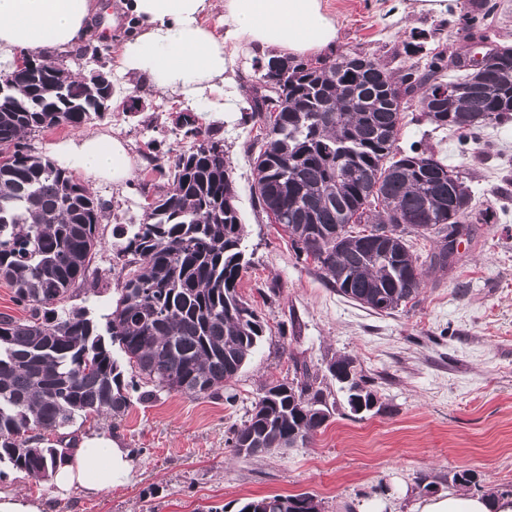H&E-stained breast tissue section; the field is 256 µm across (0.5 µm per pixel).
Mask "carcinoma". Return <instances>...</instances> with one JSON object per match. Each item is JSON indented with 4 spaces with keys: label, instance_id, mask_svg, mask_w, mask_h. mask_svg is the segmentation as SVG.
<instances>
[{
    "label": "carcinoma",
    "instance_id": "1",
    "mask_svg": "<svg viewBox=\"0 0 512 512\" xmlns=\"http://www.w3.org/2000/svg\"><path fill=\"white\" fill-rule=\"evenodd\" d=\"M495 5L482 0L463 15L469 35L481 31ZM318 62L268 60L266 93L251 98L248 118L267 126L249 151L258 207L288 232L296 259L313 261L336 292L377 314L414 300L424 286V262L411 251L416 237L438 251L429 264L445 269L448 203L459 224L472 214V194L459 171L434 151L396 145L401 115L415 108L438 128L471 136L512 114V48L486 70H467L455 95L436 99L445 81L446 54L423 69L395 76L376 59L354 52ZM109 90L72 76L46 59L14 73L0 91V277L27 316L0 314V463L45 480L76 438L61 431L91 416L110 422L160 390L215 398L238 374L264 333L256 311L237 292L247 265L244 225L237 207L234 168L219 129L180 112L183 137L203 138L155 162L166 180L152 187L154 206L112 244L119 298L105 329L88 309L69 308L83 290L100 244L99 224L110 205L70 171L32 152L24 137L58 124L96 118ZM453 177H448V172ZM363 229L355 231L353 225ZM124 354L120 361L112 346ZM147 386L138 390L126 371ZM330 371L347 391L351 412L376 394L354 360L340 355ZM334 411L307 372L271 382L228 445L238 457L311 442ZM319 512L310 493L247 501L239 512Z\"/></svg>",
    "mask_w": 512,
    "mask_h": 512
}]
</instances>
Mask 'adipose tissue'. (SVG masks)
<instances>
[{
	"label": "adipose tissue",
	"instance_id": "obj_1",
	"mask_svg": "<svg viewBox=\"0 0 512 512\" xmlns=\"http://www.w3.org/2000/svg\"><path fill=\"white\" fill-rule=\"evenodd\" d=\"M109 0H0V72L9 74L25 52L53 58L114 42L118 69L140 90L192 96L223 88L228 43L265 57H302L331 49L338 29L323 0H122V28L101 24ZM218 15L220 28L206 20ZM55 158L126 188L133 160L119 135L91 133L57 144ZM133 469L129 449L109 438H83L51 473L55 493L94 494ZM412 512H512V496L455 492L418 499Z\"/></svg>",
	"mask_w": 512,
	"mask_h": 512
}]
</instances>
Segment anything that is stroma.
<instances>
[{
    "instance_id": "1",
    "label": "stroma",
    "mask_w": 512,
    "mask_h": 512,
    "mask_svg": "<svg viewBox=\"0 0 512 512\" xmlns=\"http://www.w3.org/2000/svg\"><path fill=\"white\" fill-rule=\"evenodd\" d=\"M336 19L337 51L366 52L391 71L420 62L422 54L447 53L471 44L462 25L470 0H448L446 11L412 13L400 0H324ZM418 37L421 54L403 46ZM71 73L112 74L119 99L141 101L137 112L116 109L78 127L62 126L28 136L30 149L51 155L56 144L88 132H120L135 164L128 189L83 171L75 176L111 204L101 224V243L91 264L89 292L71 299L105 323L119 297L112 265V231L139 223L147 196L146 144L156 141L159 160L192 141L175 125L192 112L200 124L219 127L224 155L235 168L238 207L245 226L243 249L250 265L238 292L265 327L261 341L231 383L235 403L161 391L133 402L115 427L88 418L78 437L103 436L129 448L131 477L88 495L60 498L49 482L0 468V491L43 499L45 512H239L243 502L275 494H313L320 512H409L422 497L453 491L452 475L476 473L483 493H512V120L486 127L461 152L457 137L405 112L398 145L420 142L469 178L487 219L470 220L457 240L448 271L429 269L419 296L398 312L378 315L338 295L313 266L298 262L287 232L256 208L247 161L264 132L243 111L260 84L253 51L233 59L236 84L203 97L143 92L117 74L104 44L98 54L56 58ZM349 355L369 380L380 412L353 414L329 371ZM322 381L336 409L306 447L276 450L261 458L234 456L226 440L246 420L263 387L291 381L296 365Z\"/></svg>"
}]
</instances>
